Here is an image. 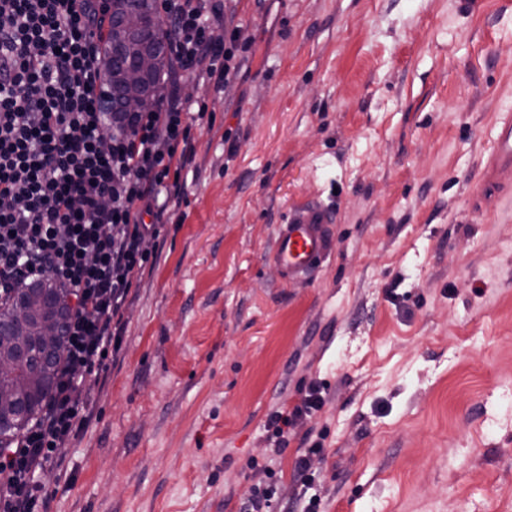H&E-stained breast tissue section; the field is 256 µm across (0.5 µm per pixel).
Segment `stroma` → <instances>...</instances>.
<instances>
[{"instance_id":"35a3bbf8","label":"stroma","mask_w":512,"mask_h":512,"mask_svg":"<svg viewBox=\"0 0 512 512\" xmlns=\"http://www.w3.org/2000/svg\"><path fill=\"white\" fill-rule=\"evenodd\" d=\"M223 3L246 59L180 82L212 119L45 512H240L256 463L275 512H512V0ZM311 200L333 245L289 276ZM493 168L497 171L512 172V121L505 122L499 129L493 147ZM324 224H331L329 208L320 202H308L291 210L279 227L273 260L288 274L310 273L329 248ZM324 404V398L319 388L311 387L309 393L303 399L301 405L296 406L291 413H275L270 419V426L273 428V434L276 438L278 447L285 442V434L288 433V426L296 420L310 416L319 411Z\"/></svg>"}]
</instances>
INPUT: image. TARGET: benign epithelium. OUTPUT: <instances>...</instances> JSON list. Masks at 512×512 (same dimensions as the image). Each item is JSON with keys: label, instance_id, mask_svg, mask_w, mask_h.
<instances>
[{"label": "benign epithelium", "instance_id": "obj_1", "mask_svg": "<svg viewBox=\"0 0 512 512\" xmlns=\"http://www.w3.org/2000/svg\"><path fill=\"white\" fill-rule=\"evenodd\" d=\"M112 27L104 36L103 81L106 103L119 116L143 112L155 104L159 64L168 34L155 0H100Z\"/></svg>", "mask_w": 512, "mask_h": 512}]
</instances>
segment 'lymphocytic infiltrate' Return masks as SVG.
Instances as JSON below:
<instances>
[{"mask_svg":"<svg viewBox=\"0 0 512 512\" xmlns=\"http://www.w3.org/2000/svg\"><path fill=\"white\" fill-rule=\"evenodd\" d=\"M98 0H0V304L35 274L69 290L66 350L42 411L0 451V512H39L34 481L61 469L85 428L86 384L104 385L134 284L156 261L170 202L185 189L191 128L206 103L181 99L174 74L222 87L242 36L211 35L217 0H162L173 72L130 131L106 132Z\"/></svg>","mask_w":512,"mask_h":512,"instance_id":"f902f5d3","label":"lymphocytic infiltrate"}]
</instances>
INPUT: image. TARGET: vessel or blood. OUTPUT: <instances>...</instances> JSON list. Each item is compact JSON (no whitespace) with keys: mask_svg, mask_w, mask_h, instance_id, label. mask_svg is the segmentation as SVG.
<instances>
[{"mask_svg":"<svg viewBox=\"0 0 512 512\" xmlns=\"http://www.w3.org/2000/svg\"><path fill=\"white\" fill-rule=\"evenodd\" d=\"M493 166L496 170L512 172V121L499 129L493 147ZM329 209L319 202H308L291 210L280 225L272 257L288 274L310 273L329 248L325 226Z\"/></svg>","mask_w":512,"mask_h":512,"instance_id":"1","label":"vessel or blood"}]
</instances>
